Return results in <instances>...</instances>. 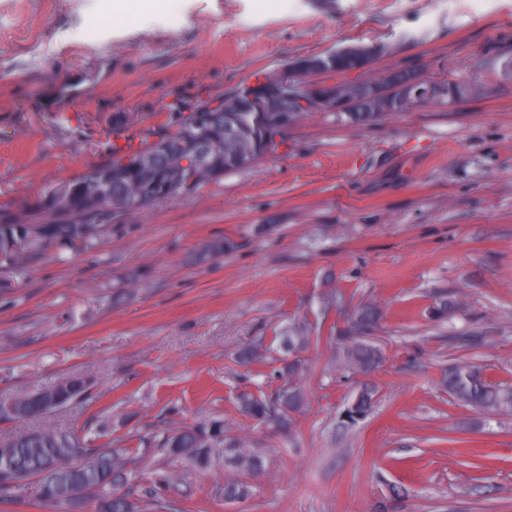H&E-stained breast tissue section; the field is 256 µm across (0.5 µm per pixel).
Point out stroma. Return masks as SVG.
<instances>
[{
  "mask_svg": "<svg viewBox=\"0 0 512 512\" xmlns=\"http://www.w3.org/2000/svg\"><path fill=\"white\" fill-rule=\"evenodd\" d=\"M107 0H0V212L29 219L58 182L305 54L376 43L365 70L479 87L367 124L302 117L250 166L132 216L92 245L0 270V403L67 373L94 384L52 414L133 447L210 419L267 459L243 501L223 466L189 475L182 512H512V414L455 403L450 364L512 384V0H171L112 25ZM228 239L232 251L207 253ZM451 308L438 313L441 301ZM385 360L364 379L307 351L306 410L257 425L244 391L276 389L240 349L305 319L323 332L368 301ZM376 390L354 426L340 414Z\"/></svg>",
  "mask_w": 512,
  "mask_h": 512,
  "instance_id": "obj_1",
  "label": "stroma"
}]
</instances>
